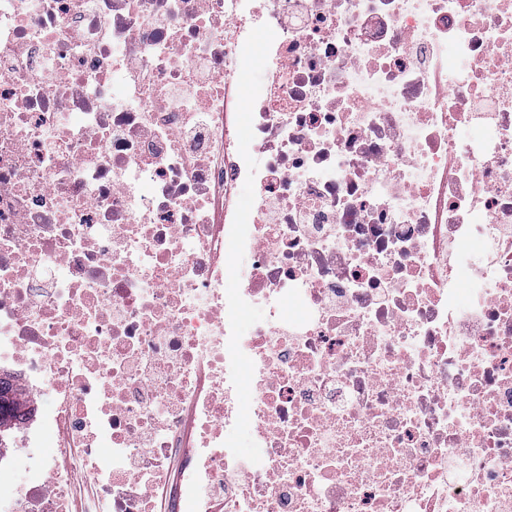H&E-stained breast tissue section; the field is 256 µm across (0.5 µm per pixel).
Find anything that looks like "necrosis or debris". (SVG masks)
I'll return each mask as SVG.
<instances>
[{"label":"necrosis or debris","mask_w":512,"mask_h":512,"mask_svg":"<svg viewBox=\"0 0 512 512\" xmlns=\"http://www.w3.org/2000/svg\"><path fill=\"white\" fill-rule=\"evenodd\" d=\"M0 378V512H512V0H0ZM21 398L15 394L14 389L9 390L3 386L0 378V433L3 435L7 430L11 419L15 417L21 406Z\"/></svg>","instance_id":"4bbe7bcc"}]
</instances>
